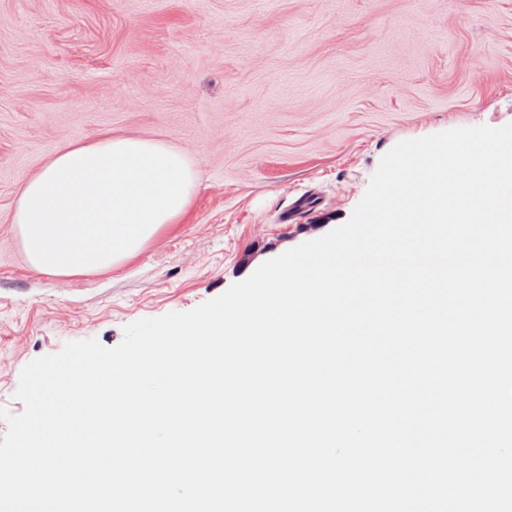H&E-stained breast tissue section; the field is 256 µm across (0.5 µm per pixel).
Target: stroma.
I'll use <instances>...</instances> for the list:
<instances>
[{"mask_svg":"<svg viewBox=\"0 0 512 512\" xmlns=\"http://www.w3.org/2000/svg\"><path fill=\"white\" fill-rule=\"evenodd\" d=\"M509 123L512 0H0V408L23 412L33 359L116 346L342 225L399 142ZM105 136L193 157L190 208L119 266L33 269L19 189Z\"/></svg>","mask_w":512,"mask_h":512,"instance_id":"1","label":"stroma"}]
</instances>
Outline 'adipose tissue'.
Here are the masks:
<instances>
[{"mask_svg":"<svg viewBox=\"0 0 512 512\" xmlns=\"http://www.w3.org/2000/svg\"><path fill=\"white\" fill-rule=\"evenodd\" d=\"M197 189L195 160L160 140L105 137L55 153L21 187L12 222L35 269L61 276L119 265Z\"/></svg>","mask_w":512,"mask_h":512,"instance_id":"1","label":"adipose tissue"}]
</instances>
